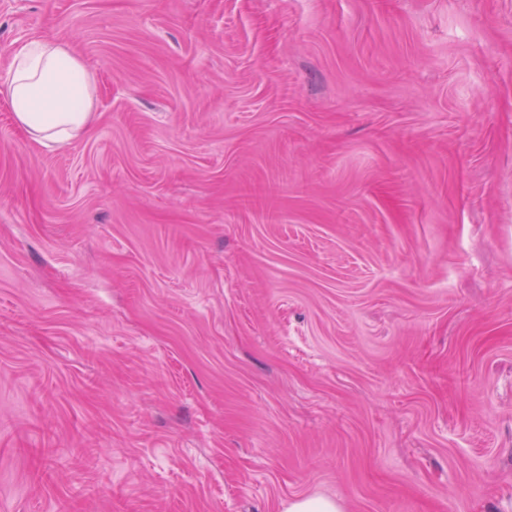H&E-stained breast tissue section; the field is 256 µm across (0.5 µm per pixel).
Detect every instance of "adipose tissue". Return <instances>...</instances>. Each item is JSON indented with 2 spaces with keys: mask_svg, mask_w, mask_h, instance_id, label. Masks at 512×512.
<instances>
[{
  "mask_svg": "<svg viewBox=\"0 0 512 512\" xmlns=\"http://www.w3.org/2000/svg\"><path fill=\"white\" fill-rule=\"evenodd\" d=\"M95 78L73 46L56 38L35 39L18 49L0 73V98L34 140L65 144L94 124Z\"/></svg>",
  "mask_w": 512,
  "mask_h": 512,
  "instance_id": "ef3b65f1",
  "label": "adipose tissue"
}]
</instances>
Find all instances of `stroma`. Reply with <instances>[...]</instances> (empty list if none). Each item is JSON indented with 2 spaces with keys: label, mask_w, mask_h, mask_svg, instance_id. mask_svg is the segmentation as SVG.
<instances>
[{
  "label": "stroma",
  "mask_w": 512,
  "mask_h": 512,
  "mask_svg": "<svg viewBox=\"0 0 512 512\" xmlns=\"http://www.w3.org/2000/svg\"><path fill=\"white\" fill-rule=\"evenodd\" d=\"M0 512H512V0H0ZM94 93V75L61 39L30 41L0 73V98L16 123L45 146L71 142L93 126ZM285 512H341L336 500L323 496H298L288 502Z\"/></svg>",
  "instance_id": "stroma-1"
}]
</instances>
